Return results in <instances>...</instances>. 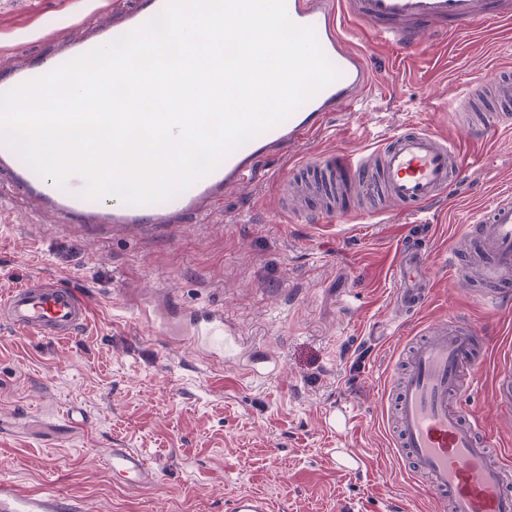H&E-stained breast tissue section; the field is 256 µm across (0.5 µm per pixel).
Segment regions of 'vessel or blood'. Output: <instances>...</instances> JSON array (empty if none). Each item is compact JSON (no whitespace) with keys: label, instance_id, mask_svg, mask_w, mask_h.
<instances>
[{"label":"vessel or blood","instance_id":"obj_1","mask_svg":"<svg viewBox=\"0 0 512 512\" xmlns=\"http://www.w3.org/2000/svg\"><path fill=\"white\" fill-rule=\"evenodd\" d=\"M290 19L314 28L326 56L341 76L318 92L280 125L253 138L190 190L166 200L163 206L130 205L124 202L105 208L81 197L83 180L71 176L56 194L43 192L44 179L29 166L15 163L16 153L0 144V175L32 201L58 215L88 224H182L201 219L214 210L227 191L256 181L266 160L284 159L285 181L299 175L311 177L310 187L322 201L321 213L337 222L375 220L398 209L418 213L450 192L466 165L447 137L413 127L391 137L374 152L333 153L313 161H287V150L322 134L329 118L348 111L366 97L372 76L365 54L351 48L343 28L344 19L366 26L381 44L414 46L422 37L443 30L499 21L512 17V0H285ZM165 0H130L113 11L106 22H97L90 34L63 43L49 54L48 67H58L93 48L113 41L149 19L164 7ZM45 68L31 64L15 67L0 92L38 78ZM493 93L499 106L483 114L474 124L463 117L460 126L474 138L494 136L512 126V75L500 73L471 83L459 99L457 111L468 112L474 102ZM467 261L449 264V276L459 282L472 280L499 286L483 301L498 311L512 283V194L505 193L460 237ZM394 307L408 314L424 304L431 282L426 253L402 239L393 264ZM176 320H154L149 310L141 319L156 327L159 335L174 333L182 323L192 344L209 348L213 356L235 353L238 340L224 325V312L215 308L176 307ZM92 306L79 290L53 280L36 277L0 292V320L21 333L68 339L89 323ZM479 332L469 322L452 316L432 324L425 339L406 355L401 378L392 390L394 401L387 420L395 433V447L413 465L414 480L428 486L436 512H512V465L495 450V441L484 422L469 411L463 399L480 381L485 355L478 342ZM355 416L345 404L326 411L327 429L344 435L353 427ZM337 471L358 474L367 466L366 457L351 448L327 451ZM104 462L113 476L133 490L152 487L157 468L139 452L129 448L110 449ZM231 512H271L261 496L242 494L230 504ZM0 512H81L79 503L56 491L27 492L0 479Z\"/></svg>","mask_w":512,"mask_h":512}]
</instances>
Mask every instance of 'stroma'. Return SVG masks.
Listing matches in <instances>:
<instances>
[{
  "mask_svg": "<svg viewBox=\"0 0 512 512\" xmlns=\"http://www.w3.org/2000/svg\"><path fill=\"white\" fill-rule=\"evenodd\" d=\"M84 3L0 0V71L75 38L76 25L95 17ZM353 45L373 78L365 105L332 116L319 138L290 148L293 158L369 153L407 125L459 140L448 104L474 79L512 68V20L406 50L364 35ZM459 142L469 169L452 195L426 215L396 212L383 224L310 223L282 210L276 159L197 224H62L0 180V289L53 276L93 304L86 331L68 340L0 322V478L76 497L82 512H227L244 493L269 498L274 512H429V492L392 453L382 418L403 349L427 322L451 315L480 329L488 358L512 345V305L490 312L445 265L473 212L512 191V129ZM419 230L431 295L401 315L390 263L399 240ZM167 298L223 309L236 357L213 364L190 347L167 348L136 319ZM493 375L486 367L468 406L512 449ZM337 402L356 415L342 437L322 422ZM19 412L26 427L14 425ZM68 414L76 426L56 436ZM116 444L158 463L153 488L113 480L102 454ZM330 448L356 449L367 470L336 471Z\"/></svg>",
  "mask_w": 512,
  "mask_h": 512,
  "instance_id": "obj_1",
  "label": "stroma"
}]
</instances>
